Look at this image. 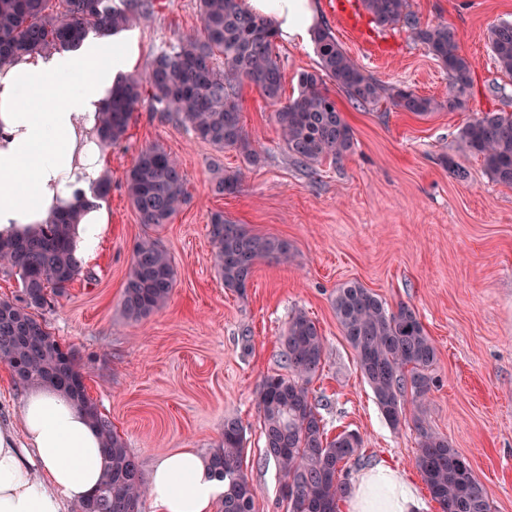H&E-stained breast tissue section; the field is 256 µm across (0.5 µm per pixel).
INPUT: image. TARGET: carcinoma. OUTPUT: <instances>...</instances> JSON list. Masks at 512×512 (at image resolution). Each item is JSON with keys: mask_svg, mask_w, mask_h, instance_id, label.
I'll return each instance as SVG.
<instances>
[{"mask_svg": "<svg viewBox=\"0 0 512 512\" xmlns=\"http://www.w3.org/2000/svg\"><path fill=\"white\" fill-rule=\"evenodd\" d=\"M49 2L0 0V64L19 54L75 48L90 34L125 29L155 8L154 0H122L120 7L112 0H60L56 10ZM362 6L376 26L401 25L428 48L448 72L445 100L386 87L349 56L329 27L321 26L313 33L318 67L301 74L297 96L283 103L275 22L253 14L242 0H199V29L174 36L144 74L124 77L112 89L101 112L103 139L109 144L122 140L134 112L146 102L160 118H176L197 138L220 151L234 150L255 165L260 154L245 133L239 101L247 83L274 106V122L288 155L311 167L328 159L340 162L354 145L351 127L327 92L328 80L362 107L388 99L396 109L418 116L464 108L472 65L450 26L421 25L410 0H362ZM489 45L500 71L512 75V21L490 27ZM458 147L480 157L494 182L512 187L511 112L477 114L461 129ZM126 186L131 206L147 226L171 223L185 198L179 162L157 145L141 150ZM72 223L73 217L66 214L21 237L0 240V270L19 277L22 293L18 303L0 300V362L9 366L17 384H46L64 391L101 436V481L77 504V512H142L143 476L137 460L89 398L73 351L33 314L49 305V294H64L82 272L70 242ZM208 234L224 287L240 294L260 260L290 257L288 242L251 234L220 213L212 216ZM174 280L171 257L160 242L150 236L138 240L121 299L123 315L139 322L163 308ZM334 310L391 426L400 424L406 393H411L419 435L416 466L441 512H492L487 489L469 462L425 423L429 372L437 352L416 312L405 305L389 310L358 282L337 289ZM280 344L289 373L266 377L258 403L266 456L277 465L288 512H337L348 492L344 470L359 449L360 437L342 433L328 439L312 403L310 384L325 352L316 322L302 311L295 313ZM243 453V427L238 419L227 417L222 443L207 457L211 475L224 481L221 512H255L257 489L242 470Z\"/></svg>", "mask_w": 512, "mask_h": 512, "instance_id": "carcinoma-1", "label": "carcinoma"}]
</instances>
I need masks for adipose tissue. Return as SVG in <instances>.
<instances>
[{
	"label": "adipose tissue",
	"instance_id": "adipose-tissue-1",
	"mask_svg": "<svg viewBox=\"0 0 512 512\" xmlns=\"http://www.w3.org/2000/svg\"><path fill=\"white\" fill-rule=\"evenodd\" d=\"M272 19L282 39L304 42L318 19L314 0H245ZM139 57L136 32L89 39L75 51L18 55L0 65V238L10 239L75 216V256L91 257L111 222L94 189L109 173L100 113L118 75ZM102 442L63 392L34 386L19 426L0 424V512H64L99 484ZM156 512H212L224 484L191 450L160 459L150 476ZM350 512H417L418 498L391 468L360 473Z\"/></svg>",
	"mask_w": 512,
	"mask_h": 512
}]
</instances>
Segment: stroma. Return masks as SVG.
Segmentation results:
<instances>
[{"mask_svg": "<svg viewBox=\"0 0 512 512\" xmlns=\"http://www.w3.org/2000/svg\"><path fill=\"white\" fill-rule=\"evenodd\" d=\"M316 4L319 25L376 79L446 99L447 73L406 29L377 28L367 15L355 27L337 15L335 0ZM410 4L421 24L447 22L472 62L465 109L423 118L386 101L358 107L330 88L354 146L339 163L305 167L289 157L272 106L246 85L243 125L261 153L257 164L217 151L145 105L112 144V222L81 276L36 317L73 349L88 396L143 474L182 449L207 456L222 441L225 417L234 416L244 428L242 469L257 489L256 512H286L278 469L264 455L258 402L264 378L288 372L279 338L302 311L326 341L311 396L327 435L362 439L350 474L390 466L414 487L420 512H440L415 466L412 415L387 423L336 320L337 288L356 281L389 309L416 312L437 351L425 420L469 461L492 512H512V187L492 181L480 159L456 148L477 113L512 112V76L498 69L488 42L493 23L512 20V0ZM198 25L197 0H155L154 12L133 23L140 47L134 74L174 34ZM278 52L289 98L318 57L310 43L282 40ZM153 144L180 162L186 200L171 223L148 227L129 203L125 176ZM452 162L466 180L449 170ZM233 172L237 192L217 193V181ZM216 213L287 241L290 260H261L245 293L227 290L208 234ZM145 236L170 253L175 283L162 310L132 322L120 301L132 248Z\"/></svg>", "mask_w": 512, "mask_h": 512, "instance_id": "stroma-1", "label": "stroma"}]
</instances>
